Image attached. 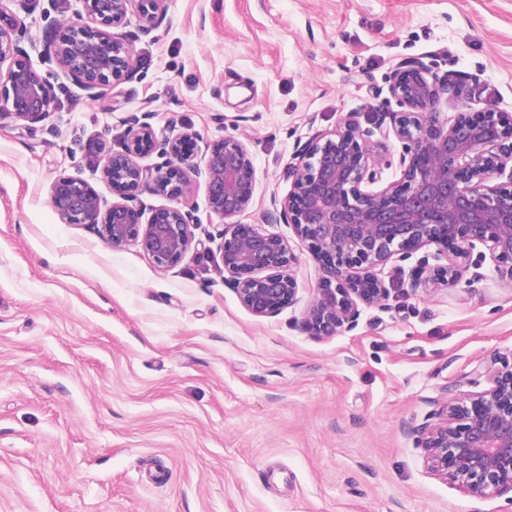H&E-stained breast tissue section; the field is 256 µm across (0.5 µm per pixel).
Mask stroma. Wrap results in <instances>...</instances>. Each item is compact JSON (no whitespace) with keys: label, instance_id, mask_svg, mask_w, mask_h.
Wrapping results in <instances>:
<instances>
[{"label":"stroma","instance_id":"stroma-1","mask_svg":"<svg viewBox=\"0 0 512 512\" xmlns=\"http://www.w3.org/2000/svg\"><path fill=\"white\" fill-rule=\"evenodd\" d=\"M80 0H40L23 46L49 118L0 117V512H512L434 475L411 432L512 352V280L471 254L454 287L394 285L358 326L308 335L320 272L269 220L297 143L347 113L396 112L392 73L419 57L475 77L454 114L512 113V0H168L132 44L135 79L92 99L47 53ZM149 115L156 131L244 141L257 188L244 224L287 239L297 301L246 310L218 250L163 270L61 223L60 174ZM167 482H155L158 471Z\"/></svg>","mask_w":512,"mask_h":512}]
</instances>
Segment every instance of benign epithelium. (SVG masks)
<instances>
[{
	"mask_svg": "<svg viewBox=\"0 0 512 512\" xmlns=\"http://www.w3.org/2000/svg\"><path fill=\"white\" fill-rule=\"evenodd\" d=\"M167 0H82L76 20L59 22L53 44L58 69L77 78L97 100L103 89L135 76L131 35L122 31L131 9L139 32L159 28ZM20 17L0 0V112L29 125L51 112L49 79L35 70L22 48ZM391 95L401 112H378L370 127L351 116L328 134L297 144L292 189L272 199L274 211L293 227L322 270V287L306 311L305 330L313 336L348 332L358 325L359 305L381 306L390 288L379 271L392 258L427 245L437 246L448 263L428 262L395 277L416 290L430 282L453 286L466 259L477 249L512 280V113L465 109L445 117L444 95L464 101L468 81L440 76L418 58L400 61ZM390 138L402 144L401 180L384 187L372 145ZM194 131L159 137L148 121L128 131L119 148H99L88 161V177L58 175L50 203L64 224L91 225L113 248L133 244L157 267L181 264L197 250L193 227L201 223L185 203L191 192ZM159 152L156 167L140 159ZM209 216L223 224L219 252L224 281L240 303L258 317H274L295 304L298 262L288 241L259 224L238 217L251 205L256 168L246 144L233 136L215 143L206 159ZM105 179L117 199L109 206L92 186ZM150 191L173 201L143 219L139 193ZM488 388L433 403L414 429L416 447L427 452L437 475L476 498L512 493V360L474 371Z\"/></svg>",
	"mask_w": 512,
	"mask_h": 512,
	"instance_id": "obj_1",
	"label": "benign epithelium"
}]
</instances>
